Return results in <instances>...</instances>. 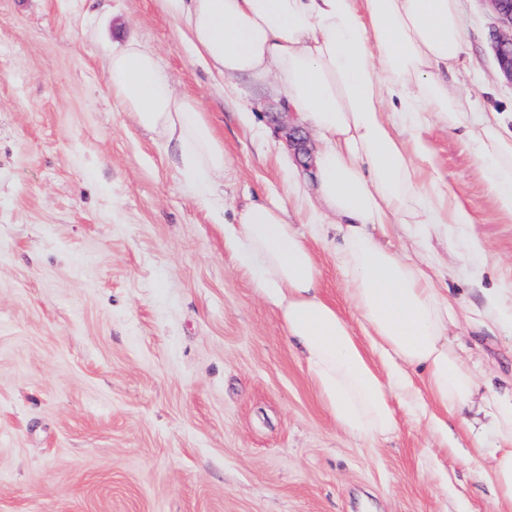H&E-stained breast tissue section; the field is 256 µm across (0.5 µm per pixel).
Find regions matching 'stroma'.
<instances>
[{"label":"stroma","instance_id":"obj_1","mask_svg":"<svg viewBox=\"0 0 512 512\" xmlns=\"http://www.w3.org/2000/svg\"><path fill=\"white\" fill-rule=\"evenodd\" d=\"M459 8L467 53L450 84L511 134L493 17L483 0ZM130 42L223 140V220L113 97L106 61ZM278 109L246 81L225 92L157 0H0V512H496L468 439L450 450L405 417L371 445L346 434L237 267L225 225L288 194ZM425 137L477 218L431 238L452 340L512 392V331L480 314L483 289L512 303V215L459 134ZM462 235L482 246L480 280L445 249ZM311 248L323 297L353 318L326 246Z\"/></svg>","mask_w":512,"mask_h":512}]
</instances>
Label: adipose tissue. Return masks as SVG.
Returning <instances> with one entry per match:
<instances>
[{
	"label": "adipose tissue",
	"mask_w": 512,
	"mask_h": 512,
	"mask_svg": "<svg viewBox=\"0 0 512 512\" xmlns=\"http://www.w3.org/2000/svg\"><path fill=\"white\" fill-rule=\"evenodd\" d=\"M158 2L225 90L241 76L272 85L315 134L313 181L285 156L287 203L250 204L224 239L278 311L326 409L365 442L395 433L401 411L443 437L445 417L474 411L464 429L489 463L499 512H512V396L481 390L450 340L456 312L433 277L443 260L427 247L431 230L476 221L432 161L422 136L431 124L461 132L498 209L512 215V134L448 84L467 42L458 0ZM108 70L124 109L174 144L193 197L218 204L227 155L197 102L174 94L137 43ZM389 224L410 250L382 242ZM312 239L328 247L355 320L323 298Z\"/></svg>",
	"instance_id": "1"
}]
</instances>
